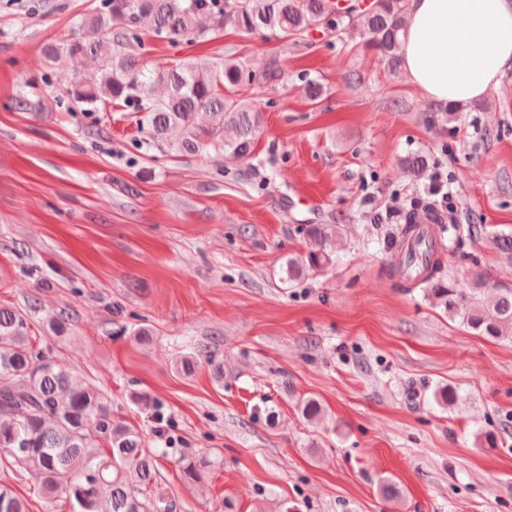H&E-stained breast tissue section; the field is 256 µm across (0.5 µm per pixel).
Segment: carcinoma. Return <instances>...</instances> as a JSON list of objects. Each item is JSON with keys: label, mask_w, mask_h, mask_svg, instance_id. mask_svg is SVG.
Wrapping results in <instances>:
<instances>
[{"label": "carcinoma", "mask_w": 512, "mask_h": 512, "mask_svg": "<svg viewBox=\"0 0 512 512\" xmlns=\"http://www.w3.org/2000/svg\"><path fill=\"white\" fill-rule=\"evenodd\" d=\"M406 7L407 0L348 5L341 0H99L82 20V34L47 52L98 61L99 68L69 90L86 110L125 107L140 114L157 141L178 126L182 137L169 148L183 156L214 150L249 159L263 119L240 98L255 81L246 63L229 55L147 69L140 62L142 31L171 46L220 34L227 26L243 36L277 29L295 40L320 29L356 31L365 48L395 69L401 62ZM227 127L236 131L230 141L224 139ZM418 214L413 207L404 216V239L394 252L392 273L478 334L512 337V293L491 307L467 302L456 281L443 273V244L415 224ZM446 230L448 243L458 251L482 233L479 224H450ZM304 231L316 248L288 257L290 282L333 262L326 229L311 224ZM492 244L512 261V234H496ZM38 311L36 301L27 313L0 304V461L36 473L42 498L68 502L72 512H177V501L161 488L157 454L142 431L114 417L105 392L32 343L31 323ZM42 326L60 342L69 338L70 322L63 313L43 319ZM220 465L219 457L204 452L178 459L188 483ZM0 512H27L5 483H0Z\"/></svg>", "instance_id": "carcinoma-1"}]
</instances>
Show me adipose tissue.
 I'll list each match as a JSON object with an SVG mask.
<instances>
[{
	"instance_id": "1",
	"label": "adipose tissue",
	"mask_w": 512,
	"mask_h": 512,
	"mask_svg": "<svg viewBox=\"0 0 512 512\" xmlns=\"http://www.w3.org/2000/svg\"><path fill=\"white\" fill-rule=\"evenodd\" d=\"M402 66L431 100L482 99L512 68V0H409Z\"/></svg>"
}]
</instances>
